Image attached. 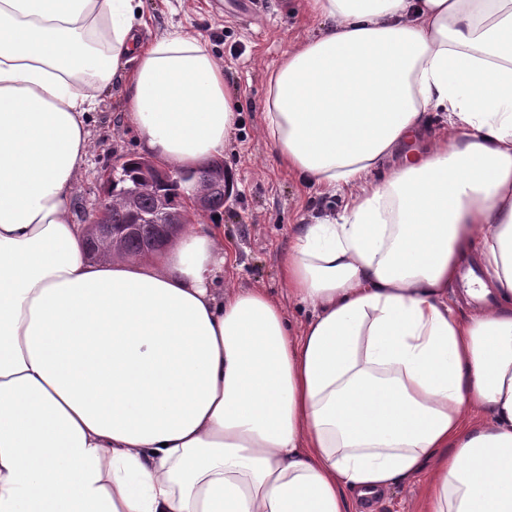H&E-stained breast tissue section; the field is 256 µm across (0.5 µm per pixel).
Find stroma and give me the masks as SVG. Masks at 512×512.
Returning <instances> with one entry per match:
<instances>
[{
    "instance_id": "35a3bbf8",
    "label": "stroma",
    "mask_w": 512,
    "mask_h": 512,
    "mask_svg": "<svg viewBox=\"0 0 512 512\" xmlns=\"http://www.w3.org/2000/svg\"><path fill=\"white\" fill-rule=\"evenodd\" d=\"M144 10L145 38L175 28L206 41L239 104L223 156L234 185L218 218L232 258L224 267V285L265 289L284 305L292 324L300 325L307 313L289 300L280 276L293 227L340 214L347 198L300 181L279 164L264 132L262 105L269 70L298 41L317 35L320 24L304 0H252L245 13L238 0H144ZM124 110V85L116 78L98 93L90 123L89 155L72 198L84 209H92L110 170L138 152Z\"/></svg>"
}]
</instances>
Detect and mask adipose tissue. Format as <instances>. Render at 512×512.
<instances>
[{"label":"adipose tissue","instance_id":"obj_1","mask_svg":"<svg viewBox=\"0 0 512 512\" xmlns=\"http://www.w3.org/2000/svg\"><path fill=\"white\" fill-rule=\"evenodd\" d=\"M305 3L323 31L271 71L264 131L348 202L295 227L296 330L223 289L222 225L91 257L72 217L127 58L142 152L223 156L236 105L204 43L143 42V0H0V512H368L424 470L419 512H512V0Z\"/></svg>","mask_w":512,"mask_h":512}]
</instances>
